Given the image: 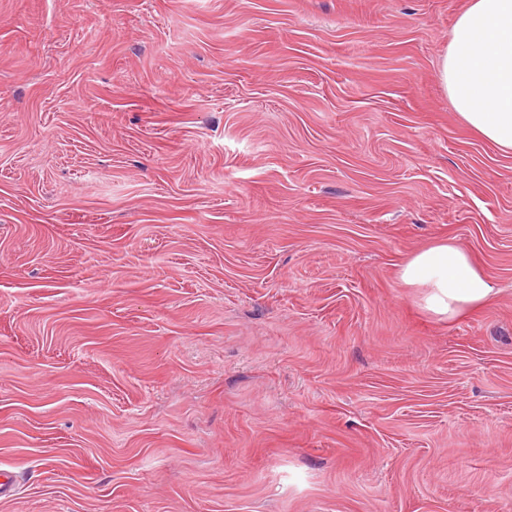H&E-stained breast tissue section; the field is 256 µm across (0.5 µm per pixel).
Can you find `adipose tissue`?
I'll return each instance as SVG.
<instances>
[{"label": "adipose tissue", "mask_w": 512, "mask_h": 512, "mask_svg": "<svg viewBox=\"0 0 512 512\" xmlns=\"http://www.w3.org/2000/svg\"><path fill=\"white\" fill-rule=\"evenodd\" d=\"M438 75L464 123L512 153V0H470L453 27ZM397 278L439 320L460 318L498 294L495 282L452 238L410 254Z\"/></svg>", "instance_id": "1"}]
</instances>
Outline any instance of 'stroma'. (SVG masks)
Wrapping results in <instances>:
<instances>
[{
    "label": "stroma",
    "mask_w": 512,
    "mask_h": 512,
    "mask_svg": "<svg viewBox=\"0 0 512 512\" xmlns=\"http://www.w3.org/2000/svg\"><path fill=\"white\" fill-rule=\"evenodd\" d=\"M470 0H0V512H512V153ZM455 237L499 288L400 285ZM438 75L464 123L512 153V0H471ZM397 278L404 288L417 291L420 307L438 320L460 318L498 294L497 285L475 258L450 237L410 254Z\"/></svg>",
    "instance_id": "35a3bbf8"
}]
</instances>
